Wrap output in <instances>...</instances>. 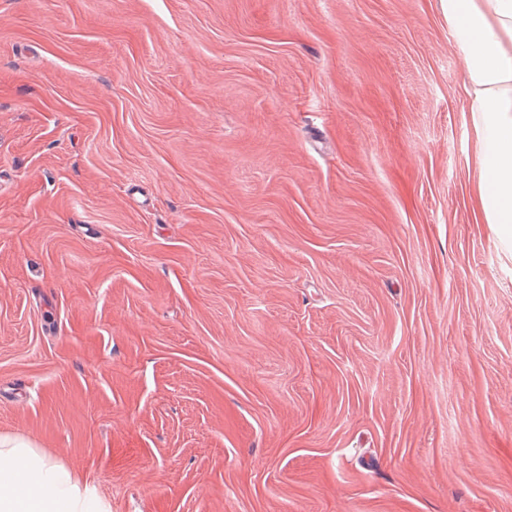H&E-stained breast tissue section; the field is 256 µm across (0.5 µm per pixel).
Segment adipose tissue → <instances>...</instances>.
Wrapping results in <instances>:
<instances>
[{
	"label": "adipose tissue",
	"mask_w": 512,
	"mask_h": 512,
	"mask_svg": "<svg viewBox=\"0 0 512 512\" xmlns=\"http://www.w3.org/2000/svg\"><path fill=\"white\" fill-rule=\"evenodd\" d=\"M481 149L479 213L512 254V0H440ZM0 512H102L62 464L0 435Z\"/></svg>",
	"instance_id": "1"
}]
</instances>
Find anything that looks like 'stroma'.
<instances>
[{
    "label": "stroma",
    "mask_w": 512,
    "mask_h": 512,
    "mask_svg": "<svg viewBox=\"0 0 512 512\" xmlns=\"http://www.w3.org/2000/svg\"><path fill=\"white\" fill-rule=\"evenodd\" d=\"M439 0H0V434L104 512H512V256Z\"/></svg>",
    "instance_id": "obj_1"
}]
</instances>
